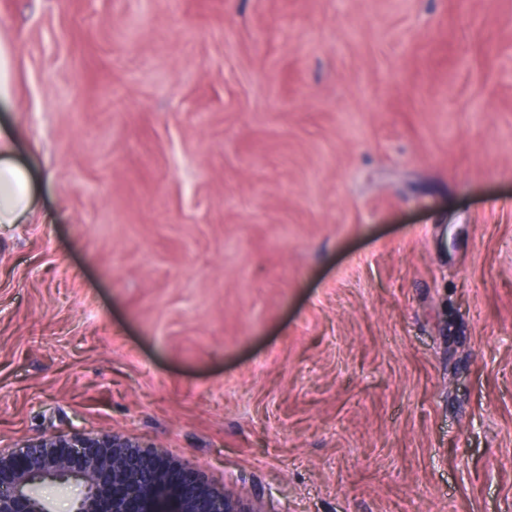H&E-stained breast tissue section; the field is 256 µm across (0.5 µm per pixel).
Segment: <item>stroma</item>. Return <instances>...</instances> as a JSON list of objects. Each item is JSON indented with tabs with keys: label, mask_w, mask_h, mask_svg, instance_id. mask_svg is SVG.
Instances as JSON below:
<instances>
[{
	"label": "stroma",
	"mask_w": 512,
	"mask_h": 512,
	"mask_svg": "<svg viewBox=\"0 0 512 512\" xmlns=\"http://www.w3.org/2000/svg\"><path fill=\"white\" fill-rule=\"evenodd\" d=\"M0 448L117 432L266 512H512V0H0ZM0 143V224H19L34 206L28 174L12 159L9 138Z\"/></svg>",
	"instance_id": "35a3bbf8"
}]
</instances>
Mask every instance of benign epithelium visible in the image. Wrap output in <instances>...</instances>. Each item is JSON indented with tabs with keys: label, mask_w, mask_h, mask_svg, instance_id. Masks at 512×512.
<instances>
[{
	"label": "benign epithelium",
	"mask_w": 512,
	"mask_h": 512,
	"mask_svg": "<svg viewBox=\"0 0 512 512\" xmlns=\"http://www.w3.org/2000/svg\"><path fill=\"white\" fill-rule=\"evenodd\" d=\"M82 487L73 512H266L156 446L119 433L55 434L0 448V512H54L45 481Z\"/></svg>",
	"instance_id": "benign-epithelium-1"
}]
</instances>
